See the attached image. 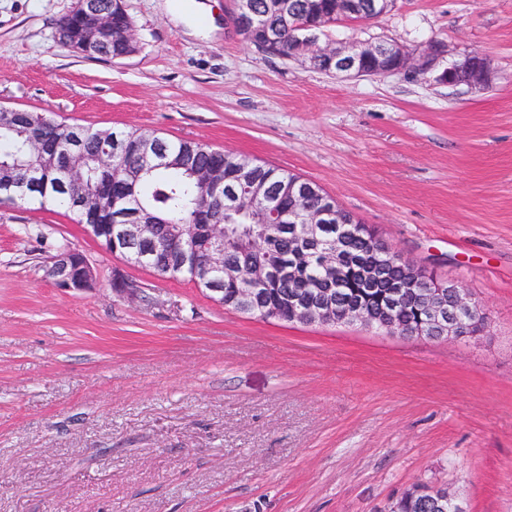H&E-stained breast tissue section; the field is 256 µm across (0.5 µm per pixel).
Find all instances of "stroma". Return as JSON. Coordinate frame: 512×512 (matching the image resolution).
<instances>
[{"instance_id": "obj_1", "label": "stroma", "mask_w": 512, "mask_h": 512, "mask_svg": "<svg viewBox=\"0 0 512 512\" xmlns=\"http://www.w3.org/2000/svg\"><path fill=\"white\" fill-rule=\"evenodd\" d=\"M123 5L138 49L112 60L58 40L77 0H0V107L195 139L310 179L461 282L491 334L253 319L104 251L64 210L2 207L0 512H382L419 480L468 512H512V0H396L320 34L480 52L485 90L267 55L234 31L232 0ZM63 245L95 288L45 278Z\"/></svg>"}]
</instances>
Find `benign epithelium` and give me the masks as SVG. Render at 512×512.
<instances>
[{
  "label": "benign epithelium",
  "mask_w": 512,
  "mask_h": 512,
  "mask_svg": "<svg viewBox=\"0 0 512 512\" xmlns=\"http://www.w3.org/2000/svg\"><path fill=\"white\" fill-rule=\"evenodd\" d=\"M235 11L232 23L239 32L257 26L255 6L251 0H234ZM83 13L76 27L67 32L64 41L79 54L92 58L102 52L112 53V48L103 44L112 43V7L98 8L90 0L82 2ZM291 30L297 49L296 56L324 63L327 72L353 77L403 75L407 77L428 76L441 85L449 87L467 85L484 90L491 83V64L483 54L470 51L442 66L443 58L448 55L445 44L432 41L426 49L415 52L407 47L392 43L351 44L337 47L335 43L321 45L318 42L320 26L300 17L293 7H288ZM281 37L276 30L262 31V40L254 45L269 55L277 54ZM5 113L16 116V124L24 129L32 147V156L28 165L20 170L0 174V193L10 197H23L38 187L44 175L54 173L60 178V186L68 194L73 208L85 219V232L97 241L107 252L124 251L139 243L155 240L156 229L152 224L136 220L130 210V199L114 197L110 188L99 181L81 175L86 154L82 146L83 136L72 130V146L66 156H61L48 142L45 125L38 123L27 110L5 108ZM144 160L150 164L164 165L168 156L158 149L153 136L147 134L136 145ZM198 184L209 194L217 197L224 195V183L215 181L205 169H194ZM264 188L253 185L249 195L230 193L229 204L245 213L251 211L257 200L263 198ZM306 215L305 224L308 233L297 238L294 255L312 253L319 258L322 266L330 273L331 279L339 276L348 254L345 247L347 236L336 237V244L330 248L320 247L318 230L323 224L343 223L340 209L332 206L307 209L303 206V195L296 193L295 207L284 216L273 209L266 210V223L283 224L294 220L296 216ZM204 241L205 260L210 272L216 279L209 281L208 290L214 297L224 293L221 288L223 279L232 277L241 282H256L259 279L280 281L297 275L300 266L290 264L268 265L258 272L240 266L231 268L224 263V225L210 224L199 231L196 242L183 237L170 249L173 260L180 263L196 258V243ZM45 277L57 287L70 291H86L96 286V274L87 257L70 247L59 250L45 269ZM405 297L414 298L425 313V324L429 334L444 341H466L476 337L474 328L489 315L486 306L476 301L462 286L444 281L433 284L412 272L406 278L394 284L389 293L385 308L383 329L391 336H406L404 325L393 316L396 304ZM290 306L294 315L302 316L313 322L327 323L336 321L344 325H358L372 328L374 322L366 315L359 304L344 309L337 306L333 289L321 290L311 298L293 297ZM428 490L421 482H416L408 490L392 498L384 512H401V506L412 508L423 503Z\"/></svg>",
  "instance_id": "1"
}]
</instances>
